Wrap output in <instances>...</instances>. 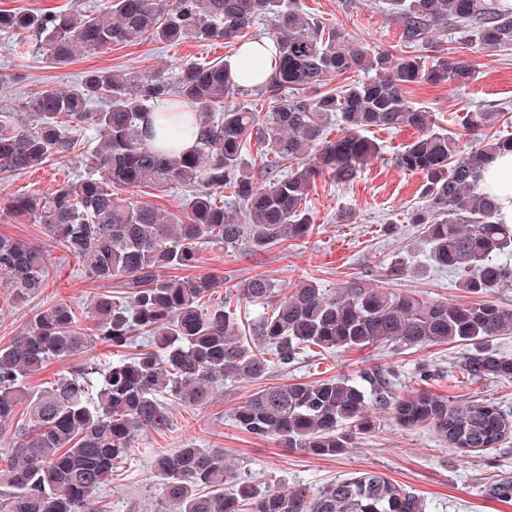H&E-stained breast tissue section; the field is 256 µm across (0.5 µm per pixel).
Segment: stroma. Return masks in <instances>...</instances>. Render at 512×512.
I'll return each instance as SVG.
<instances>
[{"mask_svg":"<svg viewBox=\"0 0 512 512\" xmlns=\"http://www.w3.org/2000/svg\"><path fill=\"white\" fill-rule=\"evenodd\" d=\"M301 3L312 18L342 26L354 41L393 53L402 46V25L383 10L381 0ZM432 41L469 59L476 79L461 89L417 84L408 89V100L430 111L436 127L464 141L470 138L463 122L466 113L478 104L494 106L503 117L487 127V136L512 135V47L481 52L460 43L450 31L435 34ZM234 48V43L221 39L204 43L189 40L175 46L145 39L136 44H115L60 66L33 51L17 54L12 39L0 38V64L8 63L11 71L26 76L23 83L14 86L11 97L0 98V108H11L15 122L24 124L28 115L18 110L19 101L31 99L47 87L74 89L85 71H160L171 77L184 62H218L233 55ZM414 135L409 128H371L367 136L380 145L381 152L361 168L352 183L342 185L326 175L317 177L307 198L314 219L309 236L261 253L207 246L195 273L216 281L214 300H223L246 279L261 273L283 289L310 279L333 294L350 286L381 287L426 301H469V293L456 288L453 276L432 267L419 230L409 222L411 212L422 204L423 178L399 167L396 157ZM79 170L78 163L73 162L37 166L18 176L0 174V194L54 188ZM345 211L354 213V221L340 222L339 216ZM0 235L45 245L50 265L43 292L15 307L0 309V345L19 336L30 315L43 305L65 301L80 310L89 307L98 295L119 296V288L94 281L69 261L58 245L49 243L41 225L0 211ZM394 262L405 267L403 276L395 280L386 275ZM466 352V347L454 343L425 349L373 345L340 355L306 352L288 367H272L266 383L314 381L342 373L355 377L378 366L394 373L396 392L425 389L452 400L461 395L482 399L512 417L511 380L487 378L462 384L459 367ZM254 390L253 382L227 378L215 384L207 405H171L168 430L140 428L135 451L118 464L111 484L93 502L94 512H164L166 505L160 498L152 459L186 444L223 454L244 477L261 486L315 490L360 471L377 470L421 496L426 512H512V502L487 498L480 490L494 476L512 472V435L500 448L464 454L438 441L428 429H406L383 415L372 434L353 436L345 454L314 457L237 428L232 412Z\"/></svg>","mask_w":512,"mask_h":512,"instance_id":"1","label":"stroma"}]
</instances>
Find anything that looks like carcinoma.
Segmentation results:
<instances>
[{"instance_id": "cac0c4a2", "label": "carcinoma", "mask_w": 512, "mask_h": 512, "mask_svg": "<svg viewBox=\"0 0 512 512\" xmlns=\"http://www.w3.org/2000/svg\"><path fill=\"white\" fill-rule=\"evenodd\" d=\"M403 27L406 50L373 51L341 27L325 28L297 0H111L101 12L0 10V36L31 34L57 65L144 39L167 45L186 40L253 39L268 25L278 54L269 78L264 116L228 99L249 94L220 62H189L170 79L157 73L94 69L71 91L47 88L19 108L32 125L0 116V171L22 174L50 162L79 158L83 174L40 193L0 196L6 208L40 224L50 240L98 282H117L124 299L101 294L90 307L93 327H80L66 302L35 311L23 333L0 345V426L18 407L29 423L17 430V448L0 481V512H91V498L133 452L136 432L168 428L169 406L207 404L214 384L231 377L263 380L272 365L286 367L311 348L345 353L396 343L423 349L442 343L469 348L473 379L512 380V358L492 349L512 334V309L491 301H424L387 288H346L332 294L305 280L284 294L266 276L236 289V308L204 303L214 279L180 272L203 262L202 247L222 245L265 251L313 229L306 202L311 181L326 170L352 182L380 147L365 136L373 127L411 128L417 136L400 167L423 174L424 204L418 225L436 268L457 277L475 295L512 287V224L481 189L495 158L512 152V137L460 139L434 128L432 114L414 106L405 89L418 83L465 87L476 78L472 62L445 53L421 54L429 34L453 26L458 39L480 50L512 45V8L499 0H383ZM366 70L374 76L334 90L337 74ZM343 126L336 141L324 138L332 118ZM500 113H468L476 132ZM96 128L82 150L73 130ZM198 133L197 146L177 145ZM251 137L272 158L245 154ZM311 147L318 156L303 162ZM188 189L168 215L139 200L142 188ZM230 190L228 201L215 197ZM43 246L0 236V286L15 303L46 287ZM263 309L254 339L247 338L241 306ZM144 339L132 357L123 355ZM99 341L118 352L102 364L73 366L37 392L27 379L47 362L83 353ZM391 374L375 369L356 380L336 375L312 382L262 386L233 411L237 427L258 439L320 457L343 454L355 435L375 431L374 415L397 425L426 428L462 452L491 451L512 431L495 404L448 401L418 390L394 393ZM162 496L172 512H425L424 500L384 474L366 471L317 490L260 489L224 455L187 444L154 457ZM486 496L512 500L505 472L485 486Z\"/></svg>"}]
</instances>
